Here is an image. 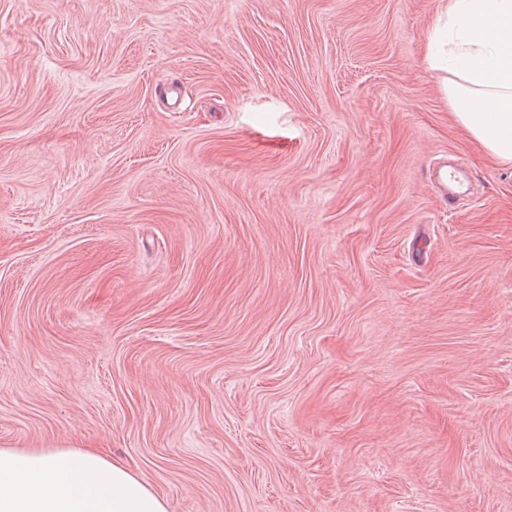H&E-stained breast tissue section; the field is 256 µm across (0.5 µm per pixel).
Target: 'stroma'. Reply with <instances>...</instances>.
<instances>
[{
    "label": "stroma",
    "mask_w": 512,
    "mask_h": 512,
    "mask_svg": "<svg viewBox=\"0 0 512 512\" xmlns=\"http://www.w3.org/2000/svg\"><path fill=\"white\" fill-rule=\"evenodd\" d=\"M436 6L0 0V448L168 512H512V164Z\"/></svg>",
    "instance_id": "35a3bbf8"
}]
</instances>
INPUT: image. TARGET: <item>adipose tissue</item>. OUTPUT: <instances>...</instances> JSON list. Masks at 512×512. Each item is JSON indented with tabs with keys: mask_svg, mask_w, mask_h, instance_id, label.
Segmentation results:
<instances>
[{
	"mask_svg": "<svg viewBox=\"0 0 512 512\" xmlns=\"http://www.w3.org/2000/svg\"><path fill=\"white\" fill-rule=\"evenodd\" d=\"M423 61L447 72L456 123L512 162V0H439ZM0 512H167L124 462L97 450L0 448Z\"/></svg>",
	"mask_w": 512,
	"mask_h": 512,
	"instance_id": "obj_1",
	"label": "adipose tissue"
}]
</instances>
